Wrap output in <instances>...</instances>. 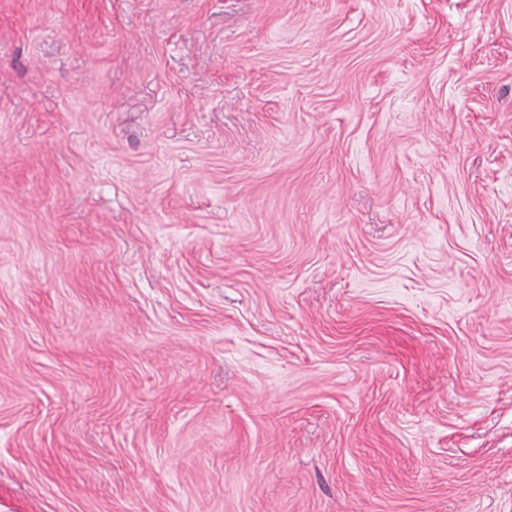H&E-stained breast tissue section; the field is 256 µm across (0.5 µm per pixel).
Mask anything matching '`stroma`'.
Returning a JSON list of instances; mask_svg holds the SVG:
<instances>
[{
	"label": "stroma",
	"instance_id": "obj_1",
	"mask_svg": "<svg viewBox=\"0 0 512 512\" xmlns=\"http://www.w3.org/2000/svg\"><path fill=\"white\" fill-rule=\"evenodd\" d=\"M0 512H512V0H0Z\"/></svg>",
	"mask_w": 512,
	"mask_h": 512
}]
</instances>
